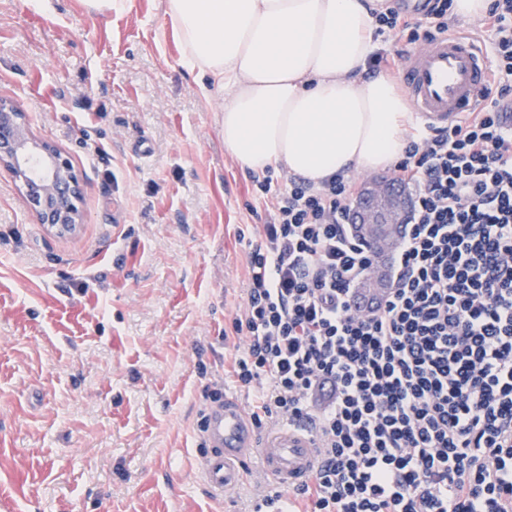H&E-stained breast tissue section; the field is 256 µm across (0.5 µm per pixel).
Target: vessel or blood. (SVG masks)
<instances>
[{
	"label": "vessel or blood",
	"instance_id": "obj_1",
	"mask_svg": "<svg viewBox=\"0 0 512 512\" xmlns=\"http://www.w3.org/2000/svg\"><path fill=\"white\" fill-rule=\"evenodd\" d=\"M397 75L415 111L433 127L454 124L476 111L480 93L492 79L484 46L458 28L405 54ZM204 438L201 468L215 495L241 482L247 460L257 452L263 478L285 491L307 483L319 461L308 423H287L260 435L234 398L208 408Z\"/></svg>",
	"mask_w": 512,
	"mask_h": 512
}]
</instances>
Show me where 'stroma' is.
<instances>
[{
    "instance_id": "stroma-1",
    "label": "stroma",
    "mask_w": 512,
    "mask_h": 512,
    "mask_svg": "<svg viewBox=\"0 0 512 512\" xmlns=\"http://www.w3.org/2000/svg\"><path fill=\"white\" fill-rule=\"evenodd\" d=\"M165 8L0 0V97L69 160L84 217L51 232L0 168V512H252L269 491L260 455L221 497L198 465L210 375L245 397L224 333L271 200Z\"/></svg>"
}]
</instances>
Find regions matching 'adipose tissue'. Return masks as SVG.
Here are the masks:
<instances>
[{"instance_id":"1","label":"adipose tissue","mask_w":512,"mask_h":512,"mask_svg":"<svg viewBox=\"0 0 512 512\" xmlns=\"http://www.w3.org/2000/svg\"><path fill=\"white\" fill-rule=\"evenodd\" d=\"M374 0H166L184 64L213 77L224 147L252 172L314 184L390 169L415 125L394 80L364 73Z\"/></svg>"}]
</instances>
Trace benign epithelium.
<instances>
[{"label":"benign epithelium","instance_id":"benign-epithelium-1","mask_svg":"<svg viewBox=\"0 0 512 512\" xmlns=\"http://www.w3.org/2000/svg\"><path fill=\"white\" fill-rule=\"evenodd\" d=\"M0 167L20 184L40 223L57 234H70L82 224L78 206L80 182L70 162L48 141L36 139L23 112L0 98ZM404 201L382 182L372 183L368 202L355 223L369 230L374 224H399Z\"/></svg>","mask_w":512,"mask_h":512}]
</instances>
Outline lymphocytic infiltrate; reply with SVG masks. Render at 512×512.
Listing matches in <instances>:
<instances>
[{
	"instance_id": "1",
	"label": "lymphocytic infiltrate",
	"mask_w": 512,
	"mask_h": 512,
	"mask_svg": "<svg viewBox=\"0 0 512 512\" xmlns=\"http://www.w3.org/2000/svg\"><path fill=\"white\" fill-rule=\"evenodd\" d=\"M453 0L412 20L383 0L376 35L447 32ZM493 79L479 111L411 131L395 164L416 186L381 298L357 284L375 254L351 227L354 182L272 177L270 219L249 241L232 369L255 426L311 422L312 480L278 512H512V0L478 22Z\"/></svg>"
}]
</instances>
